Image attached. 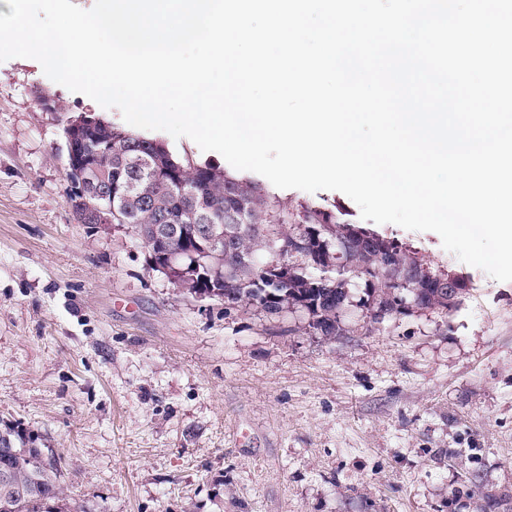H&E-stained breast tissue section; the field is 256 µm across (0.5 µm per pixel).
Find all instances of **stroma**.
Instances as JSON below:
<instances>
[{
	"label": "stroma",
	"mask_w": 512,
	"mask_h": 512,
	"mask_svg": "<svg viewBox=\"0 0 512 512\" xmlns=\"http://www.w3.org/2000/svg\"><path fill=\"white\" fill-rule=\"evenodd\" d=\"M57 111L42 108L38 92ZM118 109L0 62V421L61 458L70 512H512V281L431 231L376 232L462 278L449 314L342 336L176 288L126 227L79 223L66 118ZM362 224L345 194L270 188Z\"/></svg>",
	"instance_id": "obj_1"
}]
</instances>
